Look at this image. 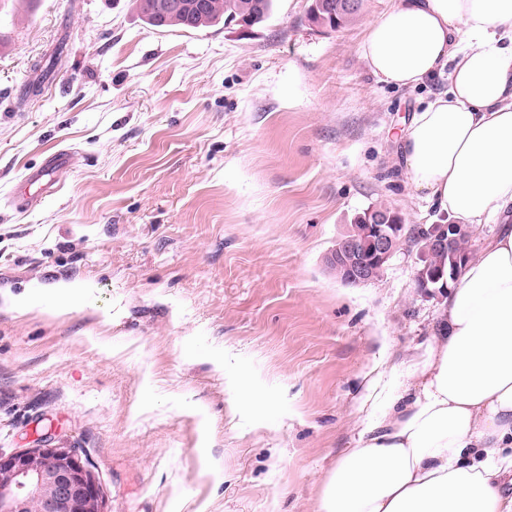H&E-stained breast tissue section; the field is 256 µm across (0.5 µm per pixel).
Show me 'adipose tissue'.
<instances>
[{
	"label": "adipose tissue",
	"mask_w": 512,
	"mask_h": 512,
	"mask_svg": "<svg viewBox=\"0 0 512 512\" xmlns=\"http://www.w3.org/2000/svg\"><path fill=\"white\" fill-rule=\"evenodd\" d=\"M359 52L386 85L448 73L394 136L408 184L468 227L512 208V0H394ZM405 372L409 386L374 397L315 512H512L511 224L450 284Z\"/></svg>",
	"instance_id": "obj_1"
}]
</instances>
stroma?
<instances>
[{
    "instance_id": "35a3bbf8",
    "label": "stroma",
    "mask_w": 512,
    "mask_h": 512,
    "mask_svg": "<svg viewBox=\"0 0 512 512\" xmlns=\"http://www.w3.org/2000/svg\"><path fill=\"white\" fill-rule=\"evenodd\" d=\"M392 4L364 0L336 31L310 0L192 32L147 25L134 0L0 9V454L77 449L105 512H313L373 391L437 321L407 247L363 285L325 264L366 208L445 220L389 130L447 74L392 88L359 53ZM60 149L55 192L22 208ZM61 283L84 288L70 312L14 308Z\"/></svg>"
}]
</instances>
